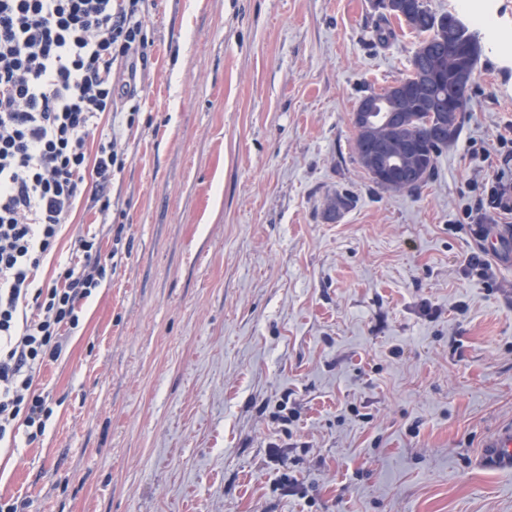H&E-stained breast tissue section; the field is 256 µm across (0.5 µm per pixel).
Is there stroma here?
Wrapping results in <instances>:
<instances>
[{"instance_id":"35a3bbf8","label":"stroma","mask_w":512,"mask_h":512,"mask_svg":"<svg viewBox=\"0 0 512 512\" xmlns=\"http://www.w3.org/2000/svg\"><path fill=\"white\" fill-rule=\"evenodd\" d=\"M483 16L459 139L418 194L374 190L359 100L420 37L372 0H147L150 45L112 180L124 233L82 330L38 381L40 445L0 450L28 512H512L479 463L512 423V266L452 229L512 124V0ZM395 37L376 35L381 24ZM347 191L354 207L324 215Z\"/></svg>"}]
</instances>
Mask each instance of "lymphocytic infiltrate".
Instances as JSON below:
<instances>
[{"label":"lymphocytic infiltrate","instance_id":"1","mask_svg":"<svg viewBox=\"0 0 512 512\" xmlns=\"http://www.w3.org/2000/svg\"><path fill=\"white\" fill-rule=\"evenodd\" d=\"M145 0H0V447L43 440L54 402L35 377L58 361L63 333L112 277L97 234L78 233L72 262L38 271L77 203L112 221V178L125 164L112 69L135 73L148 46ZM501 168L474 182L457 220L475 239L512 223V135Z\"/></svg>","mask_w":512,"mask_h":512}]
</instances>
